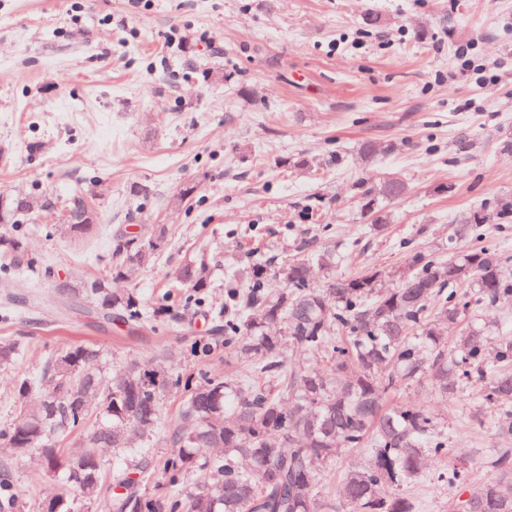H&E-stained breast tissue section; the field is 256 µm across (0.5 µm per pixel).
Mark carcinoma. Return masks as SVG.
Segmentation results:
<instances>
[{"label": "carcinoma", "instance_id": "1", "mask_svg": "<svg viewBox=\"0 0 512 512\" xmlns=\"http://www.w3.org/2000/svg\"><path fill=\"white\" fill-rule=\"evenodd\" d=\"M405 191L398 178L383 181L380 194L395 198ZM372 223L386 214L379 198L361 194ZM53 205L49 197L9 198L0 203V221ZM512 221V203L494 213L475 210L457 230L466 238L481 224ZM166 236L162 225L139 235L115 234L112 270L119 276L131 264L148 265ZM3 272L41 271L20 238L0 234ZM417 268L383 288L381 274L332 276L327 287H310L308 259L287 261L264 275L253 270L250 291H228L232 304L219 327L221 340L198 343L194 353L205 360L220 348L235 356L241 370L219 378L204 369L186 381L151 359L126 366L118 382L106 380L100 354L90 345L54 351L42 368L17 383V393L34 400L22 406L0 440L20 450L37 449L46 474L61 491L39 504V512H76L79 501H103L105 512H332L321 490V471L338 447L368 444L371 460L351 470L343 485L346 512H414L412 500L384 496V485L405 486L420 476L426 457L442 461L452 454L448 436L420 409L387 403L402 385L428 377L442 396L453 395L483 372L488 340L481 331L462 330L448 361L443 330L428 311L438 304L448 323L467 315L471 303L492 302L512 294V269L506 258L484 245H472L458 258L430 254L415 257ZM181 284L202 303L210 284L205 258L181 269ZM60 305L85 293L104 317L117 316L136 328L152 316L135 292L114 294L103 281L80 290L58 284ZM325 355L326 372L288 368V346ZM499 363L482 398L492 408L512 413V338L494 344ZM183 387L180 418L171 432V452L156 460L145 432L158 422L167 393ZM79 447L60 444L72 434ZM110 447L119 462L112 471L91 461L93 449ZM489 463L495 475L482 492L457 498L451 512H512V450L496 451ZM159 473L155 492L146 494L143 479ZM455 487L469 472L455 467L437 474ZM0 512H28L27 503L9 479L0 480Z\"/></svg>", "mask_w": 512, "mask_h": 512}]
</instances>
